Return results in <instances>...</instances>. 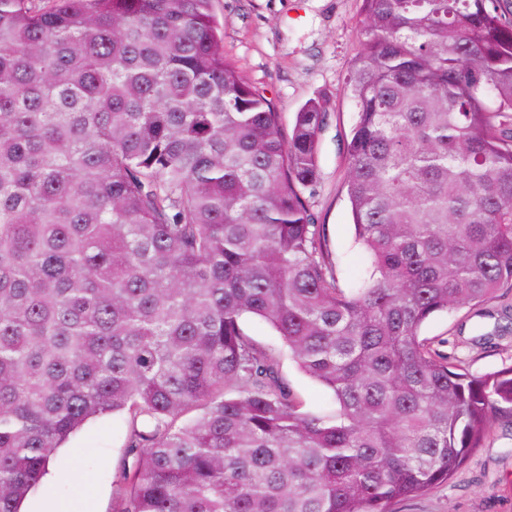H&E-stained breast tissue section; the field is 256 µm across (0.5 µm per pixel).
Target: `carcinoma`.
<instances>
[{"label":"carcinoma","instance_id":"obj_1","mask_svg":"<svg viewBox=\"0 0 512 512\" xmlns=\"http://www.w3.org/2000/svg\"><path fill=\"white\" fill-rule=\"evenodd\" d=\"M361 2L347 292L305 196L324 103L283 133L215 0H0V512L110 415L116 512H389L512 422V367L421 338L512 291V0ZM243 327L259 345L283 350L279 367L280 375L303 403L304 411L321 413L335 409L331 392L298 370L295 363L288 357V351L283 348L277 333L255 318L244 319Z\"/></svg>","mask_w":512,"mask_h":512}]
</instances>
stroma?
Returning <instances> with one entry per match:
<instances>
[{"instance_id": "1", "label": "stroma", "mask_w": 512, "mask_h": 512, "mask_svg": "<svg viewBox=\"0 0 512 512\" xmlns=\"http://www.w3.org/2000/svg\"><path fill=\"white\" fill-rule=\"evenodd\" d=\"M359 0H216L224 26V54L251 82L267 89L291 130L299 108L322 99L330 114L320 136L319 192L314 203L324 224L329 257L342 288L359 287L368 260L354 244L347 200L341 191L345 173L344 143L356 120L355 105L344 78L361 49ZM512 313V295L476 308H452L432 317L423 337L442 352L464 361L472 374L512 366V334L498 336L497 323ZM280 375L304 410H334L330 391L280 359ZM125 426L120 418H103L87 426L59 450L50 472L51 488L31 496L28 512H40L48 494L70 499L88 496L95 512H115L114 491L127 462ZM392 512H512V426L495 424L483 448L448 483L423 496L392 504Z\"/></svg>"}]
</instances>
